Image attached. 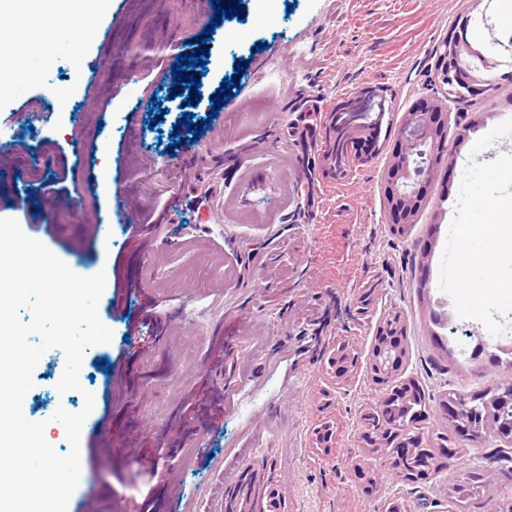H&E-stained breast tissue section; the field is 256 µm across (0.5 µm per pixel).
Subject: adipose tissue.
Wrapping results in <instances>:
<instances>
[{"label":"adipose tissue","instance_id":"adipose-tissue-1","mask_svg":"<svg viewBox=\"0 0 512 512\" xmlns=\"http://www.w3.org/2000/svg\"><path fill=\"white\" fill-rule=\"evenodd\" d=\"M110 0H0V98L35 80L31 58L81 59Z\"/></svg>","mask_w":512,"mask_h":512}]
</instances>
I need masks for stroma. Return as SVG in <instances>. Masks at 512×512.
<instances>
[{
  "mask_svg": "<svg viewBox=\"0 0 512 512\" xmlns=\"http://www.w3.org/2000/svg\"><path fill=\"white\" fill-rule=\"evenodd\" d=\"M174 2L180 25L153 28L152 38L189 53L205 28L213 30L197 72L200 137L182 125L169 89L172 65L155 52L133 61V79L101 92L112 26L129 16L131 0H112L81 61H33L44 113L38 130L26 124L23 95L0 101V114L14 120L0 124V141L13 144L11 165L30 170L0 187V218L17 220L75 273L102 271L128 286L117 308L105 289L98 312L112 341L87 350L83 389L70 400L75 413L84 392L95 397L68 512H133L144 467L156 472L157 512H226V489L249 465L257 486L279 484L285 512H383L392 499L405 512H493L511 503L512 459H503L499 438L463 440L430 414L420 434L447 436L457 454L433 480L411 484L361 442L360 419L382 395L364 362L390 314L406 325L400 377L431 398H467L512 382V324L492 336L479 321L459 318L438 284L470 157L512 154V136L471 152L512 119V52L504 48L512 0H238L244 17L215 26L199 0ZM456 33L485 56L473 76L487 89L467 111L449 103L433 190L400 236L388 222L384 174L403 113L441 96L436 60ZM232 75L239 91L208 118V101ZM58 89L70 90L66 104L56 100ZM366 89L390 110L380 134L362 135L375 143L371 158L333 174V111ZM258 98L260 112L252 109ZM79 112L90 113V127L75 123ZM307 128L311 137L301 139ZM51 143L69 177L47 200L42 187L56 171L42 156ZM300 183L308 194H293ZM202 184L211 187L207 208L182 223ZM147 312L155 331L129 335L130 322ZM345 340L362 365L337 391L329 357ZM64 368L62 349L46 351L24 399L27 418L46 422L61 454L69 444L51 416ZM325 422L334 430L327 455L315 445ZM351 459L376 477L372 494L357 488ZM477 469L488 491L458 507L452 489Z\"/></svg>",
  "mask_w": 512,
  "mask_h": 512,
  "instance_id": "1",
  "label": "stroma"
}]
</instances>
